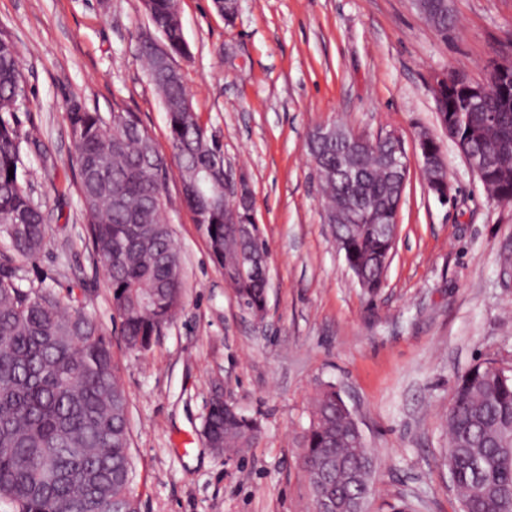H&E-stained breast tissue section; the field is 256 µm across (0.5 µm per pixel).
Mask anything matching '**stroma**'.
<instances>
[{
    "mask_svg": "<svg viewBox=\"0 0 512 512\" xmlns=\"http://www.w3.org/2000/svg\"><path fill=\"white\" fill-rule=\"evenodd\" d=\"M441 37L411 0H240L226 22L212 0H179L190 55L178 59L194 111L248 186L269 248L267 304L245 310L181 200L164 195L182 257L183 303L144 353L129 351L112 291L92 251L73 177V108L138 113L171 156L166 114L138 57L152 26L142 0H0V31L26 79L23 126L47 153L29 183L49 215L25 285L85 307L112 341L129 400L133 492L139 512H312L300 448L312 399L340 390L378 459L366 512H459L444 456L459 376L493 359L512 365V203L485 195L436 118L435 75L482 79L512 56V0H453ZM376 138L396 131L409 173L395 247L376 299L348 269L307 151L319 126ZM442 145L451 194L440 202L419 165L418 136ZM262 425L244 454L201 436L214 388Z\"/></svg>",
    "mask_w": 512,
    "mask_h": 512,
    "instance_id": "35a3bbf8",
    "label": "stroma"
}]
</instances>
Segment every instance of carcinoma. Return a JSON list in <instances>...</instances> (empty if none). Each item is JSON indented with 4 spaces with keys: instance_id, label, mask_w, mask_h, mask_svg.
<instances>
[{
    "instance_id": "1",
    "label": "carcinoma",
    "mask_w": 512,
    "mask_h": 512,
    "mask_svg": "<svg viewBox=\"0 0 512 512\" xmlns=\"http://www.w3.org/2000/svg\"><path fill=\"white\" fill-rule=\"evenodd\" d=\"M153 27L165 35L173 57L188 55L177 0H144ZM418 13L436 32L453 28L449 0H417ZM148 76L167 115L178 174L190 182L209 172L208 181L183 200L201 225L211 256L235 288L239 303L254 314L264 311L269 282L264 274H242V255L268 253L256 226L249 236L224 223V172L212 166L221 146L186 111L191 100L182 74L170 69L145 43L139 45ZM25 80L14 42L0 33V231L10 252L0 253V499L15 512H138L133 495L128 399L112 355L109 337L82 307H74L47 287L24 286L14 256L34 260L46 239L47 218L29 188L28 154L42 151L36 129L17 118L24 105ZM438 121L465 141L483 177L498 197L512 203V87L507 97L488 98L494 127L485 113L442 90L435 96ZM74 171L79 182L86 232L102 265L112 305L128 349L151 348L156 336L182 305L181 257L164 217V185L153 162L160 157L154 139L135 112L96 110L69 113ZM403 148L382 138L379 154L362 153L351 166L362 180L336 185L342 165L338 145L307 142L320 162V188L327 208L354 204L365 210L359 224H340L337 250L361 276L360 286L376 297L394 249L400 195L386 170V156ZM14 173H9V169ZM259 423L230 414L224 394L215 390L206 415L213 448L251 446ZM374 454L353 430L351 414L328 384L316 396L313 419L302 448L310 472L313 510L329 491L352 502L369 500ZM449 477L461 512H512V373L486 360L459 378L448 411Z\"/></svg>"
}]
</instances>
